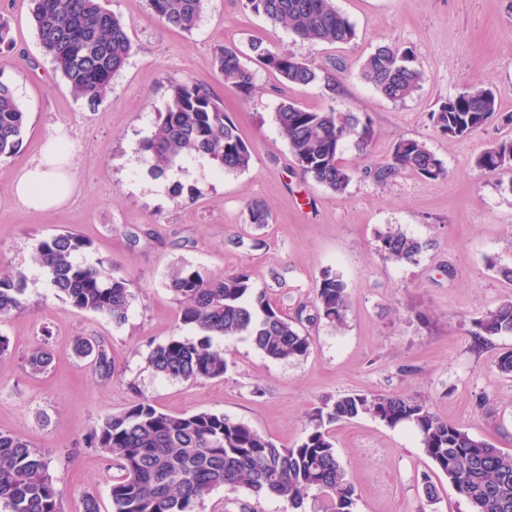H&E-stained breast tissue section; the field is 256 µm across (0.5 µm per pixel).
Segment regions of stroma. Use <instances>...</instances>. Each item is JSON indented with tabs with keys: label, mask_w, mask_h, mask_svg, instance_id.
<instances>
[{
	"label": "stroma",
	"mask_w": 512,
	"mask_h": 512,
	"mask_svg": "<svg viewBox=\"0 0 512 512\" xmlns=\"http://www.w3.org/2000/svg\"><path fill=\"white\" fill-rule=\"evenodd\" d=\"M354 24L348 44L312 46L282 25L244 9L242 0H205L197 26L166 30L147 0H103L124 23L131 55L96 110L76 100L39 44L29 0H0L12 46L0 52V76L27 114L22 143L0 162V263L24 271L22 305L0 319L10 352L0 358V430L30 440L61 480L64 512H82L95 496L111 512L106 461L85 445L100 420L123 412L135 394L162 411H211L244 421L277 444L303 435L312 409L352 391L425 399L440 416L512 453V378L494 367L512 350V335L483 341L472 322L503 297L512 282V179L474 165L493 142L512 137L501 119L465 138L438 133L431 112L470 85H492L502 115L512 113V0H334ZM288 49L318 67L305 87L284 85L273 71L254 69V87H225L216 66L220 49L250 59L252 40ZM412 49L424 75L402 102L382 98L361 76L378 46ZM207 88L254 150L243 173H222L206 160L179 167L191 199L153 183L140 161V142L156 130L170 85ZM319 110L335 107L368 115L376 135L366 152L346 143L342 158L358 169L339 195L300 175L273 114L283 100ZM73 146L75 189L45 213L27 209L10 182L38 157L49 138ZM426 142L446 177L405 173L380 185L362 169L387 160L398 137ZM264 203L269 221L250 223L247 206ZM393 227L417 238L416 262L396 264L378 249L377 233ZM69 229L90 241L82 256L104 260L131 282L132 305L122 323L79 311L59 300L32 262L38 239ZM190 265L209 276L248 270L256 288L288 315L309 304L327 270L341 273L350 293L346 324H306L307 357L275 361L244 336L219 339L228 355L224 378L191 384L157 377L151 349L180 335L179 306L167 287L170 272ZM104 348L112 378L94 358L75 356L76 338ZM49 345L54 361L31 375L26 359ZM336 451L356 489L353 512H470L443 476L435 475L412 426L388 427L364 415L336 424ZM435 477L428 499L424 475ZM309 496L301 510L279 498L255 499L223 488L201 512H324Z\"/></svg>",
	"instance_id": "35a3bbf8"
}]
</instances>
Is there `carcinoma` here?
<instances>
[{"label": "carcinoma", "instance_id": "obj_1", "mask_svg": "<svg viewBox=\"0 0 512 512\" xmlns=\"http://www.w3.org/2000/svg\"><path fill=\"white\" fill-rule=\"evenodd\" d=\"M161 25L194 29L205 0H147ZM31 20L45 55L67 82L74 98L95 110L125 66L132 44L121 19L102 0H31ZM244 8L273 22L309 44L349 43L356 36L351 21L333 0H244ZM253 60L277 73L287 85L307 86L318 78L317 68L288 49H271L251 42ZM227 88L247 92L254 72L238 53L226 48L216 57ZM362 77L390 101L412 96L422 73L413 53L396 44L370 53ZM498 115L496 94L470 87L442 102L431 113L434 128L448 137H467ZM274 119L304 177L339 195L346 193L355 172L341 159L347 140L365 150L374 137L372 121L331 107L311 110L283 101ZM157 132L142 140L141 150L156 177L186 158L204 157L226 173L248 170L252 145L226 120L210 92L195 83L170 86ZM27 121L11 85L0 79V160L12 156L21 143ZM474 165L486 173H512V139L493 143ZM404 172L427 180L447 175L443 162L415 138H398L386 162L364 176L385 184ZM378 249L395 263L417 260L423 243L387 227L377 233ZM90 247L79 235L64 231L37 242L33 261L47 276L55 295L69 306L125 320L133 295L130 280L100 261L82 263L76 254ZM27 278L20 270L0 271V318L21 305ZM168 288L179 305L180 321L199 333L195 338L172 337L152 348L149 364L163 378L185 382L221 379L228 371L224 351L214 339L245 335L272 360L308 356L311 340L302 319L274 307L265 291L255 287L246 270L206 276L183 266L173 272ZM350 294L342 275L325 271L311 301L307 321L343 324ZM476 335L487 340L512 335V298L500 300L474 321ZM79 357L96 354V366L112 374L104 350L87 339L74 341ZM54 359L40 346L26 359L29 372H45ZM362 415L389 427L410 424L435 470L469 504L471 512H512V453L474 437L463 424L435 413L419 398L354 391L314 408L303 437L281 446L250 425L222 413H169L139 394L120 414L106 416L86 436L87 447L112 460V512H198L218 488L246 486L255 496L274 495L299 509L310 492L329 498L333 512H352L355 488L336 453L332 426ZM58 477L31 442L0 431V512H64Z\"/></svg>", "mask_w": 512, "mask_h": 512}]
</instances>
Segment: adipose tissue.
Returning a JSON list of instances; mask_svg holds the SVG:
<instances>
[{"label":"adipose tissue","instance_id":"adipose-tissue-1","mask_svg":"<svg viewBox=\"0 0 512 512\" xmlns=\"http://www.w3.org/2000/svg\"><path fill=\"white\" fill-rule=\"evenodd\" d=\"M72 157V145L67 138L47 140L37 161L13 178L15 196L35 212H47L65 204L74 191Z\"/></svg>","mask_w":512,"mask_h":512}]
</instances>
